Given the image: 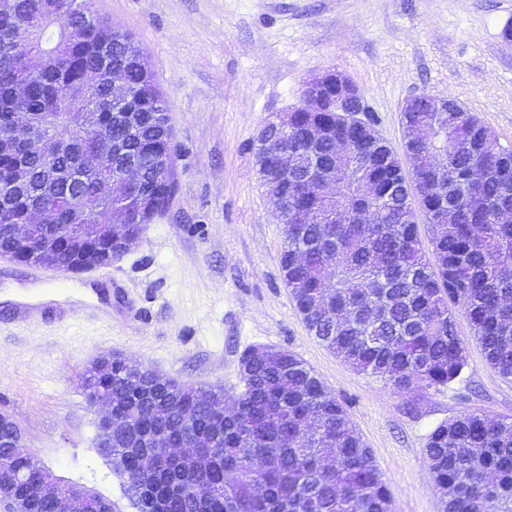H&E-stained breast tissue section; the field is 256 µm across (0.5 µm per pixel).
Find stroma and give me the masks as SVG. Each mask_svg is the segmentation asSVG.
Instances as JSON below:
<instances>
[{"label":"stroma","instance_id":"35a3bbf8","mask_svg":"<svg viewBox=\"0 0 512 512\" xmlns=\"http://www.w3.org/2000/svg\"><path fill=\"white\" fill-rule=\"evenodd\" d=\"M137 41L164 92L173 130L176 191L122 258L76 276L53 270L40 291L63 301L112 279L140 317L112 306L113 328L16 326L0 308V413L58 481L137 512L97 448L99 411L85 394L93 364L125 358L156 376L225 400L243 388L240 359L254 346L292 352L347 408L374 455L393 512H441L424 448L464 411L512 422V380L477 349L447 386L399 395L354 370L309 332L284 282V226L257 170L256 135L302 102L327 70L363 94L375 129L403 153L402 108L415 96H449L512 148V0H93Z\"/></svg>","mask_w":512,"mask_h":512}]
</instances>
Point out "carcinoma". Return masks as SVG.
I'll return each instance as SVG.
<instances>
[{"label": "carcinoma", "instance_id": "1", "mask_svg": "<svg viewBox=\"0 0 512 512\" xmlns=\"http://www.w3.org/2000/svg\"><path fill=\"white\" fill-rule=\"evenodd\" d=\"M52 53L50 66L33 73L23 67L29 54ZM108 57L110 68L130 86L118 106L108 90L79 102L69 93L86 71ZM26 81L19 96L16 86ZM17 112H29L50 135L65 134L68 154L55 157L51 142L30 148L5 142ZM116 112H131L135 129L127 132ZM164 93L153 83L131 34L99 16L92 0H13L0 12V252H18L37 264L73 271L77 261L73 240L49 257L30 256L21 247L14 225L25 224L35 207L49 211L50 230L64 233L73 212L103 192L110 173L84 174L82 157L112 151L119 138L126 156L164 157L171 154ZM291 136L288 153L307 158V130L325 124L342 132L336 113L295 109L288 113ZM406 127L436 126L446 135L448 176L437 185L424 178L426 165L437 159L426 143L410 144L417 178L403 181L396 155L386 145L357 140L354 152L336 156V143L315 148L318 163L336 162V208L370 211L374 223L298 224L301 215H324L328 197L309 183L300 187L288 178L277 181L272 158L259 147L257 162L268 175L272 192L287 199L288 223L280 264L284 281L309 330L316 339L354 369L387 381L394 391L445 386L462 373L467 348L457 337L449 304L465 312L476 347L487 363L512 378V222L499 213L512 208V150L481 157L470 148L487 128L464 112L405 114ZM28 169L18 182L15 171ZM484 168L478 184L465 175ZM78 175L68 183L50 179L52 167ZM368 172L373 191L362 194L359 179ZM170 186L151 173L130 193L149 194L157 201ZM420 197L428 211L448 206V220L431 225L432 257H427L411 220L410 200ZM309 256L306 264L296 254ZM340 315L329 320L319 301ZM237 413L224 410V392L161 381L152 372L120 358L89 370L86 385L112 399L116 409L135 415L144 431L155 416L172 411L171 439L189 428L208 448L214 427L224 430L218 446L224 455L200 479V491L174 497L169 512H386L390 494L372 452L353 428L346 407L326 389L314 370L295 354L285 352L279 366L255 363L242 377ZM21 436L17 423L0 415V449ZM124 444L112 453L124 456L119 473L125 484L161 469L145 456L124 455ZM425 459L436 486L442 490V512H512V422L479 412H464L440 424L430 434ZM0 473V487L21 498L24 512H54L36 496L32 482L17 489ZM258 482L264 493L253 496Z\"/></svg>", "mask_w": 512, "mask_h": 512}]
</instances>
